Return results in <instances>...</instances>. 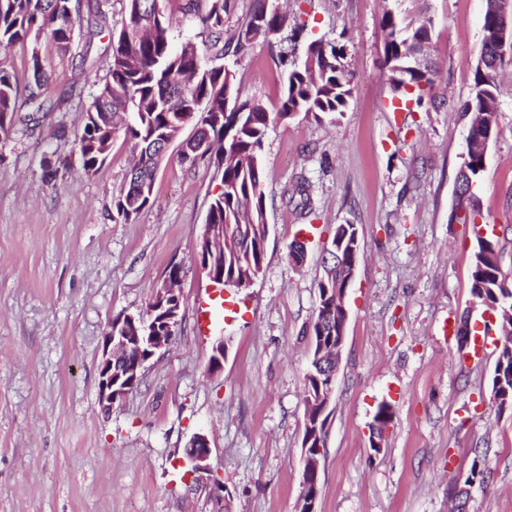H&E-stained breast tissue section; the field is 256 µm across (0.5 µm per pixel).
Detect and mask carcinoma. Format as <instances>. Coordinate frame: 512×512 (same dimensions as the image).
Here are the masks:
<instances>
[{
  "mask_svg": "<svg viewBox=\"0 0 512 512\" xmlns=\"http://www.w3.org/2000/svg\"><path fill=\"white\" fill-rule=\"evenodd\" d=\"M125 16L111 28L112 55L108 76L96 84L85 107V123L75 153L84 174H95L107 160L114 139L123 135L136 163L113 200L117 216L130 224L151 206L155 171L164 158V141L179 142L178 162L193 167L203 161L214 168L220 190L211 199L205 223L224 225V247L210 254L211 269L224 275V286H236L263 271L266 241V192L264 145L274 124L305 113L319 119L341 112L351 97L352 74L343 68L346 45L323 38L308 43L306 56L298 59L283 48L278 65L284 74L282 94L270 108L257 98L243 99L231 71L213 64L209 52L221 46L224 56H236L256 42L282 45L304 37L305 25L290 22L277 0H254L245 18L233 29H224L234 9L233 0H208L205 7L191 0L188 11L198 19V39L172 45L173 18L162 0H125ZM76 0H0V47L45 36L61 52L68 51L75 29L82 28ZM386 58L395 89L415 87L416 105L432 85L433 70L421 68L416 59L425 56L432 36V21L415 28L401 26L392 12L383 14ZM482 49L490 58L484 71H475L474 87L461 111L474 114L481 124L483 100H495L499 90L495 72L504 59ZM33 82L26 89L31 111L46 106L42 88L49 80L43 58L31 52ZM20 90L9 72L0 67V134L8 136L17 121ZM195 115L196 133L184 138V118ZM476 200L455 202L453 219L474 223ZM498 241L478 242L471 273V293L478 303L499 307L500 347L492 377L491 393L499 408L512 407V275L501 266ZM349 273L332 268V278L318 284L320 305L312 320L315 348L336 341V311L327 309V290L335 289ZM168 301L149 303L146 319L155 334L168 335ZM331 368L312 367L305 376V398L329 383ZM393 419L392 408L382 404L374 416L377 434Z\"/></svg>",
  "mask_w": 512,
  "mask_h": 512,
  "instance_id": "obj_1",
  "label": "carcinoma"
}]
</instances>
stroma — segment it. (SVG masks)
<instances>
[{"label":"stroma","instance_id":"obj_1","mask_svg":"<svg viewBox=\"0 0 512 512\" xmlns=\"http://www.w3.org/2000/svg\"><path fill=\"white\" fill-rule=\"evenodd\" d=\"M308 40L342 38L353 74L347 107L277 123L265 143L263 271L216 298L195 262L219 179L167 157L153 205L119 223L113 199L132 162L116 138L99 171L79 163L46 180L45 154L68 156L82 103L108 74V33L75 31L68 53L44 51L46 112L0 139V512H296L302 487L304 376L322 258L336 227L354 225L361 257L347 289L345 343L320 458L316 512H452L448 485L473 459L487 478L468 512H512V408L491 397L496 348L459 357L448 323L485 324L471 294V225L451 222L470 118L485 0H280ZM432 20L434 85L405 106L384 65L379 21ZM276 52L258 43L223 63L241 97L277 103ZM486 168L479 222L512 268V63ZM304 181L303 206L293 189ZM306 246L302 264L289 246ZM182 267L183 319L169 350L106 411L99 366L112 318L146 312L170 264ZM223 367L210 372L216 342ZM394 412L380 451L370 425ZM206 435L210 470L185 450Z\"/></svg>","mask_w":512,"mask_h":512}]
</instances>
